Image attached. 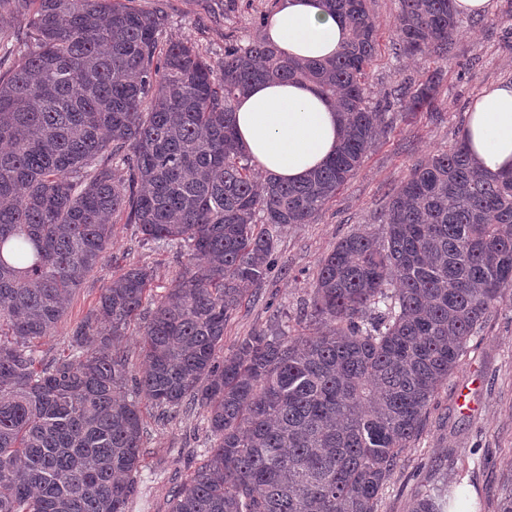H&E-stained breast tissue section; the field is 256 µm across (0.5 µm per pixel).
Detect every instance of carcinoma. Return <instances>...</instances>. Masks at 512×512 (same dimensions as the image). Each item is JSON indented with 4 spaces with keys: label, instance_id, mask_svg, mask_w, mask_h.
Masks as SVG:
<instances>
[{
    "label": "carcinoma",
    "instance_id": "carcinoma-1",
    "mask_svg": "<svg viewBox=\"0 0 512 512\" xmlns=\"http://www.w3.org/2000/svg\"><path fill=\"white\" fill-rule=\"evenodd\" d=\"M34 6L21 63L0 74V512H127L142 466L139 404L206 413L210 447L169 512H375L398 456L512 288V171L484 172L465 138L417 161L383 232L325 256L306 316L220 361L224 326L271 269L269 226L309 224L387 129L367 99L379 23L368 0H324L347 23L334 59L295 60L263 39L214 66L161 44L166 0H0ZM401 50L448 58L453 0H399ZM263 80L308 81L341 112L336 153L305 180L260 177L234 103ZM432 103L425 85L397 98ZM126 175H117L112 161ZM188 257L143 326L131 397L120 342L151 280L102 289L70 353L38 367L70 294L103 264L112 217ZM26 262L24 268L7 258Z\"/></svg>",
    "mask_w": 512,
    "mask_h": 512
}]
</instances>
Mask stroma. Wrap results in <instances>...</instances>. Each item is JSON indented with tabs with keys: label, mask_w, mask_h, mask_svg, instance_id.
Returning <instances> with one entry per match:
<instances>
[{
	"label": "stroma",
	"mask_w": 512,
	"mask_h": 512,
	"mask_svg": "<svg viewBox=\"0 0 512 512\" xmlns=\"http://www.w3.org/2000/svg\"><path fill=\"white\" fill-rule=\"evenodd\" d=\"M277 0H169L166 38L191 42L208 61L224 60L225 47L262 36L263 20ZM398 0H371L380 21L379 46L366 85L372 99L401 86L433 84V105L418 111L392 107L393 127L370 149L365 162L309 224H289L274 234V267L251 289L224 328V354L256 332L283 324L292 336L309 332L301 311L308 301L321 258L355 232L380 234L379 214L387 198L418 160L449 149L461 137L465 114L486 88L512 81V0H489L486 17L464 23L447 59L432 54L409 56L391 31ZM186 264L183 249L144 240L137 225L112 219V248L106 262L90 272L71 295L51 336L37 343L42 362L67 354L75 329L94 311L102 288L123 269L144 267L153 274L152 300L176 287ZM471 407L457 403L460 390ZM142 466L129 512H168L173 488L198 467L208 443L207 423L198 406L162 414L142 407ZM473 487L478 512H502L512 494V289L490 313L483 330L447 385L436 395L417 438L399 455L376 512H411L418 495L434 490L440 506L448 493Z\"/></svg>",
	"instance_id": "obj_1"
}]
</instances>
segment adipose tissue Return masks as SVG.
Wrapping results in <instances>:
<instances>
[{"label": "adipose tissue", "instance_id": "ef3b65f1", "mask_svg": "<svg viewBox=\"0 0 512 512\" xmlns=\"http://www.w3.org/2000/svg\"><path fill=\"white\" fill-rule=\"evenodd\" d=\"M265 37L291 57L326 60L348 39L346 23L322 0H279ZM237 136L256 167L285 182L304 180L336 151L340 115L308 82L252 85L235 103ZM472 156L489 173L512 170V83L485 90L466 114Z\"/></svg>", "mask_w": 512, "mask_h": 512}]
</instances>
